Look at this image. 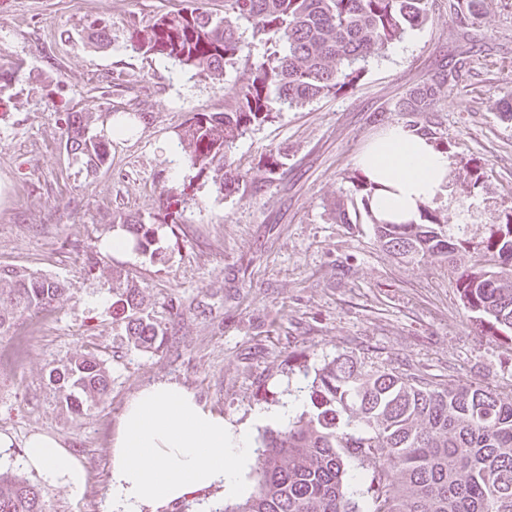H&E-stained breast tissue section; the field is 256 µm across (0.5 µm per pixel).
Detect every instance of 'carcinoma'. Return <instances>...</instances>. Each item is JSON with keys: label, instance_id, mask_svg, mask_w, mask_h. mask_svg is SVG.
I'll return each mask as SVG.
<instances>
[{"label": "carcinoma", "instance_id": "cac0c4a2", "mask_svg": "<svg viewBox=\"0 0 512 512\" xmlns=\"http://www.w3.org/2000/svg\"><path fill=\"white\" fill-rule=\"evenodd\" d=\"M429 0H224V16L198 7L154 15L128 26L131 47L195 75L220 80L244 66L248 81L222 112H196L178 135L196 177L231 193L239 176L229 153L255 126L284 108L334 95L355 82L368 60L409 29L424 25ZM266 47L251 54L238 22ZM440 70L397 103L408 115L429 112L447 92ZM90 110L68 112L62 136L88 173L108 163L111 139ZM188 193L170 191L149 220L124 217L120 228L134 250L155 255L157 225L178 224ZM383 248L411 261L447 260L461 269L456 288L464 306L491 327L512 330V213L484 247L450 237L431 206L417 224H378ZM64 285L26 269L0 267V330L18 315L51 308ZM112 320L131 347L149 352L168 336L147 310L142 287L112 276ZM70 408L81 413L107 393L110 377L92 356L49 374ZM312 409L263 436L255 490L231 512H360L352 500L350 461L372 470L368 512H512V392L479 384L436 387L416 373L368 368L339 355L318 370ZM0 512H45L29 481L0 471Z\"/></svg>", "mask_w": 512, "mask_h": 512}]
</instances>
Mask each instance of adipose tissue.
<instances>
[{
  "mask_svg": "<svg viewBox=\"0 0 512 512\" xmlns=\"http://www.w3.org/2000/svg\"><path fill=\"white\" fill-rule=\"evenodd\" d=\"M355 164L375 186L369 209L382 224L419 222L421 204L444 192L450 171L447 151L398 122L368 141ZM13 445V436L0 432V465L20 463L44 486L83 497L85 467L53 434H30L19 459ZM253 448L245 428L226 422L183 385L145 386L126 402L112 437L102 512H165L190 491L211 487L244 495L242 473L253 462Z\"/></svg>",
  "mask_w": 512,
  "mask_h": 512,
  "instance_id": "ef3b65f1",
  "label": "adipose tissue"
}]
</instances>
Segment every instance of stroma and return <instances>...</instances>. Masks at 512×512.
Here are the masks:
<instances>
[{
    "label": "stroma",
    "mask_w": 512,
    "mask_h": 512,
    "mask_svg": "<svg viewBox=\"0 0 512 512\" xmlns=\"http://www.w3.org/2000/svg\"><path fill=\"white\" fill-rule=\"evenodd\" d=\"M181 0H0V61L18 78L0 98V265L63 282L66 299L18 317L0 332V431L48 432L87 472L84 497L41 487L46 512H101L111 441L126 401L144 386L175 381L198 401L248 428L254 442L275 412L308 398L317 369L354 356L432 383L456 380L512 390V336L488 333L468 312L447 263H405L380 245L364 208L350 223L332 212L359 199L355 157L386 124L408 122L396 103L448 69V89L418 114L448 151L451 169L434 203L447 234L480 247L512 212V0H431L429 18L370 60L351 87L279 112L248 131L230 157L242 178L220 193L196 179L177 134L196 112H220L249 77L223 81L174 69L134 51L131 21ZM111 25L108 46L87 38ZM111 94H104V87ZM137 114L135 132L112 139L109 163L81 170L61 136L66 113ZM280 152L267 171L264 156ZM478 187H471L474 173ZM193 184L180 223L160 234L162 257L103 255L119 214L157 213L164 190ZM138 282L170 335L155 352L131 348L112 322V273ZM92 355L110 389L76 414L48 381L52 367Z\"/></svg>",
    "instance_id": "obj_1"
}]
</instances>
